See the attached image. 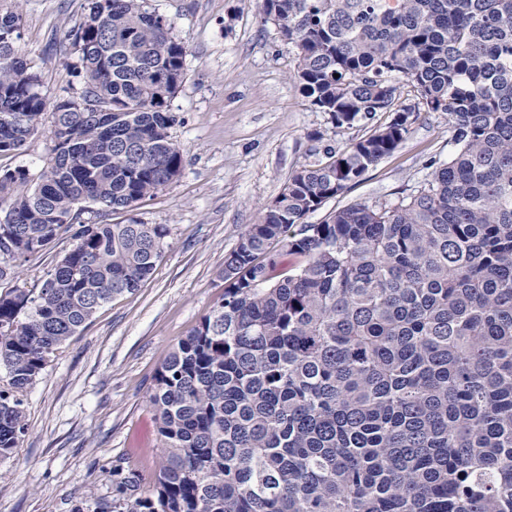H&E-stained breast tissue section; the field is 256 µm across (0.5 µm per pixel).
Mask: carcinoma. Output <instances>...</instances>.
<instances>
[{
  "instance_id": "cac0c4a2",
  "label": "carcinoma",
  "mask_w": 512,
  "mask_h": 512,
  "mask_svg": "<svg viewBox=\"0 0 512 512\" xmlns=\"http://www.w3.org/2000/svg\"><path fill=\"white\" fill-rule=\"evenodd\" d=\"M294 44L291 79L338 128L391 120L302 164L224 256V293L172 347L149 395L153 489L118 462L112 503L75 512H512V0H262ZM0 9V155L47 107ZM84 86L52 104L39 171H0V282L68 234L41 288L0 293V457L27 431L50 359L163 258L164 224H84L175 181L168 101L187 48L146 0H87L66 33ZM414 100L400 98L399 83ZM448 118L452 150L396 202L345 193ZM300 258L276 271L277 256Z\"/></svg>"
}]
</instances>
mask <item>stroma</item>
<instances>
[{
    "label": "stroma",
    "instance_id": "stroma-1",
    "mask_svg": "<svg viewBox=\"0 0 512 512\" xmlns=\"http://www.w3.org/2000/svg\"><path fill=\"white\" fill-rule=\"evenodd\" d=\"M23 16L20 48L41 76L47 101L74 96L84 84L78 55L65 38L86 0H0ZM185 43L184 81L169 109L171 134L184 151L181 176L131 213L169 229L155 272L133 293L112 299L39 376L26 400L29 429L0 458V512H74L86 501H111L112 467L125 459L152 485L160 461L148 396L173 345L188 336L224 291L220 272L247 225L280 193L300 165L323 159L386 124L336 128L290 79L296 49L263 21L258 0H148ZM50 114L22 153L1 155L0 170L37 172L51 148ZM448 121L414 114L409 137L362 181L310 214L309 223L351 203L397 201L429 178L431 161L452 150ZM73 245L61 236L29 256L15 283L36 288Z\"/></svg>",
    "mask_w": 512,
    "mask_h": 512
}]
</instances>
